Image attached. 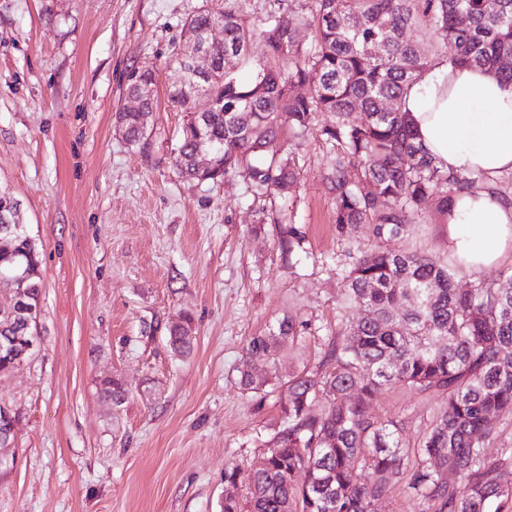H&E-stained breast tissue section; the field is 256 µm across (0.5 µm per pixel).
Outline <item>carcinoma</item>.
Segmentation results:
<instances>
[{
    "mask_svg": "<svg viewBox=\"0 0 512 512\" xmlns=\"http://www.w3.org/2000/svg\"><path fill=\"white\" fill-rule=\"evenodd\" d=\"M239 0L224 11L199 9L189 30L224 29L213 49L208 96L191 102L168 85L169 101L204 120H186L174 148L176 167L197 181L238 174L255 192L288 198L299 180L291 159L263 158L283 126L303 135L319 112L336 115L320 136L336 145L327 180L334 193V224L341 236L363 226L376 238H402L435 211L448 213L454 196L483 175L449 172L417 141L404 99L426 73L444 61L470 65L512 84V0H278L263 28L241 17ZM421 34L422 42L407 38ZM261 37L266 61L255 64L250 46ZM234 65L224 69V54ZM249 68L247 78L238 69ZM359 111L365 120H351ZM126 138L139 143L148 132L136 115L117 112ZM214 164H194L198 148ZM342 271V304L370 316L349 321L325 346L318 370L295 372L269 425L265 449L247 468L224 469L222 512H374L372 503L401 479L434 512H512V472L486 453L495 415L512 410V289L495 280L456 288L464 274L457 259L394 249H358ZM20 266L16 283L23 304L39 307V251L17 233L0 240V275ZM28 315L0 314V337L17 335ZM291 317L248 342L239 367L240 385L259 399L269 380L254 373L262 359L279 367L276 348L292 344ZM174 353L193 348L192 319L169 329ZM403 384L441 399L431 428L409 463L399 425L369 412L374 395ZM113 402L124 400L118 379L103 382ZM305 472L306 480L297 482ZM248 486L247 505L236 489Z\"/></svg>",
    "mask_w": 512,
    "mask_h": 512,
    "instance_id": "1",
    "label": "carcinoma"
}]
</instances>
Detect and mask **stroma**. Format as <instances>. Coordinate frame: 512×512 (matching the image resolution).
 <instances>
[{"label":"stroma","instance_id":"1","mask_svg":"<svg viewBox=\"0 0 512 512\" xmlns=\"http://www.w3.org/2000/svg\"><path fill=\"white\" fill-rule=\"evenodd\" d=\"M224 0H0V191L21 205L40 251L37 347L0 375L15 430L0 469V512H221L224 469L257 457L280 413L244 391L237 367L251 337L283 317L304 325L277 349L282 372L316 370L342 323L337 268L355 243L447 258L448 230L431 217L401 240L336 233L324 178L331 151L317 132L290 152L300 183L288 198H255L239 176L183 178L173 161L185 112L167 98L185 23ZM156 79L153 129L129 143L116 113L125 75ZM303 240L283 253L278 225ZM194 345L172 353L181 315ZM127 398L112 403L107 379ZM440 401L386 387L370 411L402 423L419 448Z\"/></svg>","mask_w":512,"mask_h":512}]
</instances>
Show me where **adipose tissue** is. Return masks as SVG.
<instances>
[{"mask_svg": "<svg viewBox=\"0 0 512 512\" xmlns=\"http://www.w3.org/2000/svg\"><path fill=\"white\" fill-rule=\"evenodd\" d=\"M419 142L444 169L470 175L512 172V85L476 67L446 62L404 102ZM448 249L468 273L512 251V202L487 189L461 192L447 216Z\"/></svg>", "mask_w": 512, "mask_h": 512, "instance_id": "1", "label": "adipose tissue"}]
</instances>
